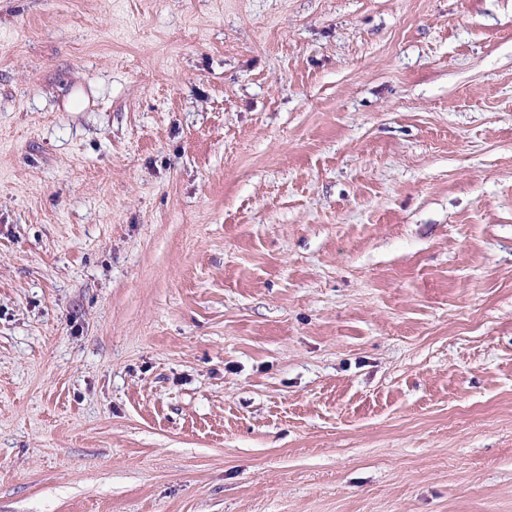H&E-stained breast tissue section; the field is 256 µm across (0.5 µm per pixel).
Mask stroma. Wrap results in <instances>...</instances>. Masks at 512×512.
Masks as SVG:
<instances>
[{
    "instance_id": "stroma-1",
    "label": "stroma",
    "mask_w": 512,
    "mask_h": 512,
    "mask_svg": "<svg viewBox=\"0 0 512 512\" xmlns=\"http://www.w3.org/2000/svg\"><path fill=\"white\" fill-rule=\"evenodd\" d=\"M0 512H512V0H0Z\"/></svg>"
}]
</instances>
